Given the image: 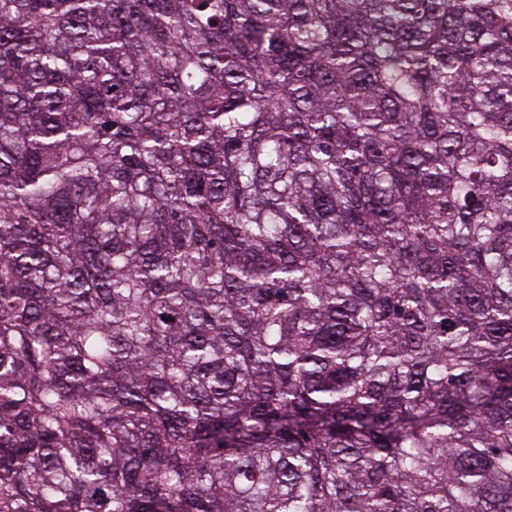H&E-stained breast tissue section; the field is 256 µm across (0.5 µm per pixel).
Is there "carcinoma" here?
Wrapping results in <instances>:
<instances>
[{
    "label": "carcinoma",
    "instance_id": "cac0c4a2",
    "mask_svg": "<svg viewBox=\"0 0 512 512\" xmlns=\"http://www.w3.org/2000/svg\"><path fill=\"white\" fill-rule=\"evenodd\" d=\"M0 512H512V0H0Z\"/></svg>",
    "mask_w": 512,
    "mask_h": 512
}]
</instances>
